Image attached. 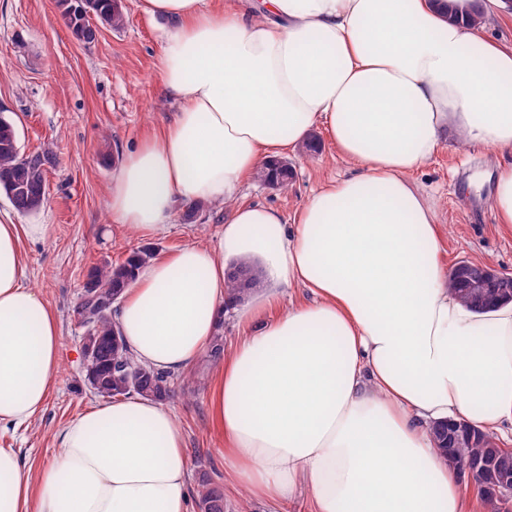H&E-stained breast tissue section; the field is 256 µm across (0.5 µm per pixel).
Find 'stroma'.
<instances>
[{
  "label": "stroma",
  "mask_w": 512,
  "mask_h": 512,
  "mask_svg": "<svg viewBox=\"0 0 512 512\" xmlns=\"http://www.w3.org/2000/svg\"><path fill=\"white\" fill-rule=\"evenodd\" d=\"M139 3L122 0L125 28L101 27L97 41L87 46L62 24L56 0H0V112L13 120L22 151L49 149L57 159L46 175L48 200L39 211L18 214L0 193L1 223L53 227L46 241L26 243L25 254L28 283L59 321V384L36 421L0 431V447L15 449L32 469L52 457L56 435L68 422L101 401L86 379L84 330L72 312L88 270L122 263L144 245L163 254L187 244H210L224 225L218 206L205 207L192 224L173 213L169 230L157 236L133 234L109 220L113 172L142 136L170 122L176 110L157 69L167 28L145 15ZM321 143L313 156L299 147L288 152L294 177L287 189L252 178L240 201L273 207L292 219L321 184L351 171L329 138ZM496 160L493 149L451 138L413 174L436 202L444 265L484 262L512 273V228L496 223L491 186L478 193L469 186L474 174L492 173ZM216 368V362L200 358L176 377L168 402L183 430L195 491L202 476L224 478V443L211 424L208 404Z\"/></svg>",
  "instance_id": "obj_1"
}]
</instances>
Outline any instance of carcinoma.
<instances>
[{
	"label": "carcinoma",
	"mask_w": 512,
	"mask_h": 512,
	"mask_svg": "<svg viewBox=\"0 0 512 512\" xmlns=\"http://www.w3.org/2000/svg\"><path fill=\"white\" fill-rule=\"evenodd\" d=\"M61 16L72 36L83 44H92L97 40L98 30H92L85 24V16L93 13L98 24L114 30L124 28L126 16L122 0H58ZM448 20L465 22L478 26L483 22V14L478 6H473L466 16L459 12L452 2L447 0ZM56 166V156L50 151L25 154L18 144L14 122L4 113H0V192L10 200L13 208L21 215L39 210L46 200V173ZM154 249L143 247L132 251L126 260L117 265L108 262L91 268L86 275V284L97 286L96 298L86 299L87 288H82L73 314L78 322L87 327V335L97 337L100 344V360L95 376L89 379L94 392L103 398H114L130 394L133 384L132 373L127 371L126 363L132 360L119 336L113 319L112 295L124 293L132 282L135 270L141 264L149 262ZM258 285V277H251L246 287H240L238 278L230 276L228 293L233 303H238L250 295ZM450 289L456 296L476 311L486 310L502 300L495 295L497 289H491L489 298L475 303L468 297L465 282L456 274H451ZM173 392L169 375L145 368L141 391L138 395L164 402ZM446 461L456 469L470 460H481L485 466L476 472L475 484L480 499L502 506L509 499L498 496L503 479L512 484V448H503L494 435L478 431L472 441L457 448L441 449ZM200 495L201 512H224V490L219 483L210 478H202Z\"/></svg>",
	"instance_id": "carcinoma-1"
}]
</instances>
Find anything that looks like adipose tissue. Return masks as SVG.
I'll return each instance as SVG.
<instances>
[{
  "instance_id": "1",
  "label": "adipose tissue",
  "mask_w": 512,
  "mask_h": 512,
  "mask_svg": "<svg viewBox=\"0 0 512 512\" xmlns=\"http://www.w3.org/2000/svg\"><path fill=\"white\" fill-rule=\"evenodd\" d=\"M171 21L159 77L177 109L112 177L114 224L169 229L177 206L224 207L216 246L142 265L117 315L128 351L188 371L227 311L228 260L309 292L236 309L238 339L209 390L224 476L285 512H466L429 434L462 417L512 423V304L475 312L449 288L433 202L412 180L448 138L495 150L491 208L512 225V46L448 21L433 0H141ZM324 128L351 174L285 221L238 203L257 169ZM0 223V428L30 424L57 387L55 314L25 282L24 242ZM180 423L115 397L72 419L38 471L0 448V512H191Z\"/></svg>"
}]
</instances>
